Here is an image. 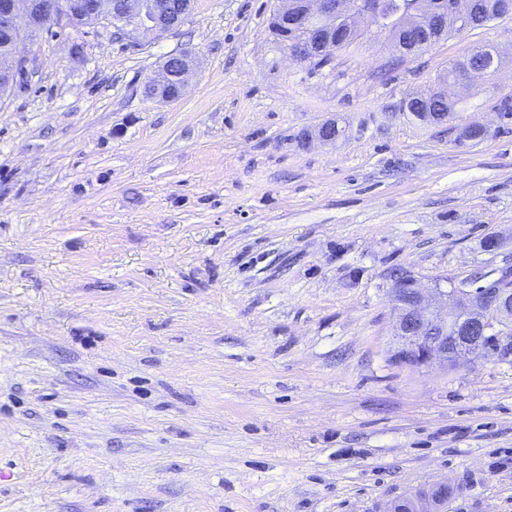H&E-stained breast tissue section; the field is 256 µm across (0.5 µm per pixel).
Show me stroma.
<instances>
[{
	"mask_svg": "<svg viewBox=\"0 0 512 512\" xmlns=\"http://www.w3.org/2000/svg\"><path fill=\"white\" fill-rule=\"evenodd\" d=\"M278 6L26 45L0 100V512H384L440 482L448 512H512V355L389 360L398 271L512 267V15L316 68ZM486 45L501 69L448 123L395 111ZM180 51L186 94L148 99ZM469 123L487 138L457 145Z\"/></svg>",
	"mask_w": 512,
	"mask_h": 512,
	"instance_id": "stroma-1",
	"label": "stroma"
}]
</instances>
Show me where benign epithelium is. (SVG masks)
<instances>
[{
  "label": "benign epithelium",
  "mask_w": 512,
  "mask_h": 512,
  "mask_svg": "<svg viewBox=\"0 0 512 512\" xmlns=\"http://www.w3.org/2000/svg\"><path fill=\"white\" fill-rule=\"evenodd\" d=\"M468 10L460 0H434L414 20L403 9L381 14V0H280L273 14L274 30L295 61L311 63L336 53L340 24L348 19L385 22L429 33L432 29L461 25ZM116 15L128 21L117 30L133 48L157 39L176 28L186 11L171 16L156 0H0V32L12 41L8 75L14 80L28 70L29 57L21 46L45 28L74 27L88 18L110 19ZM193 70L189 51L167 57L159 71L146 82L149 98L172 102L181 98ZM318 141L332 144L339 137L336 121L322 123L315 133ZM501 274L469 280L437 279L425 288L408 271L395 282L390 302L393 321V353L404 366L423 369L437 363L453 368L476 360L489 350H512V336L502 324L512 313V291L498 288ZM448 483L442 482L415 496L391 502L387 512H447Z\"/></svg>",
  "instance_id": "1"
}]
</instances>
